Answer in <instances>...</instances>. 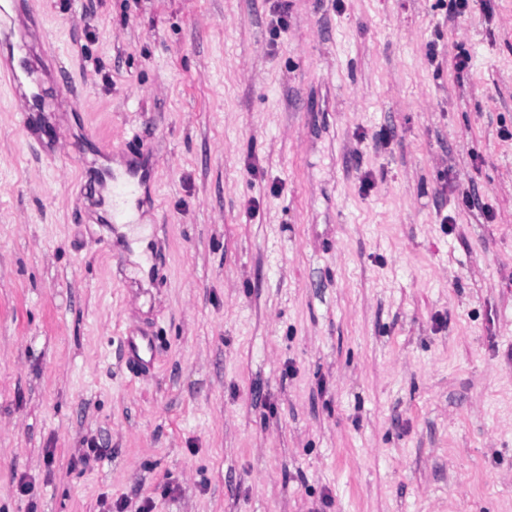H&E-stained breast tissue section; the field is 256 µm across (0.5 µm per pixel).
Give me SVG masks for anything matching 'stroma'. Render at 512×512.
Here are the masks:
<instances>
[{
	"label": "stroma",
	"instance_id": "stroma-1",
	"mask_svg": "<svg viewBox=\"0 0 512 512\" xmlns=\"http://www.w3.org/2000/svg\"><path fill=\"white\" fill-rule=\"evenodd\" d=\"M276 5L8 0L0 512H512V0ZM25 45L23 43H16L14 41V34L12 28H2L0 32V58L3 62V75L7 76L11 83H19L22 76L32 85L33 92L30 97L21 98L22 104L20 108L21 124L23 127L28 128L31 125L32 117L29 112H41L40 101V84L38 78L34 77L32 73L22 70L18 73L14 66L13 60L17 53H23ZM7 53L5 56L4 53ZM36 90V91H35ZM125 348L134 364L144 361V356L154 348L153 336H127L124 340Z\"/></svg>",
	"mask_w": 512,
	"mask_h": 512
}]
</instances>
